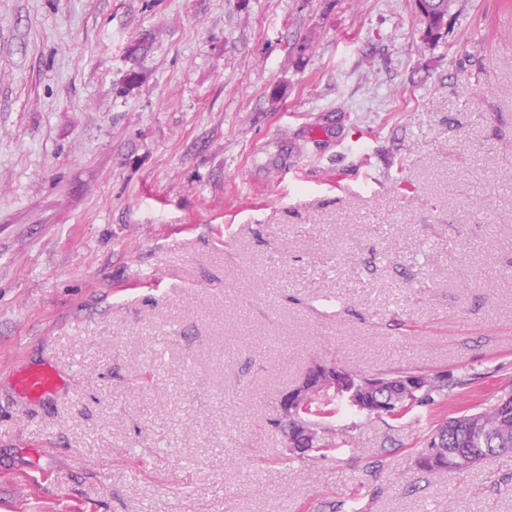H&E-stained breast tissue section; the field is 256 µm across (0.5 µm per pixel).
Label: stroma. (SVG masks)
<instances>
[{"mask_svg": "<svg viewBox=\"0 0 512 512\" xmlns=\"http://www.w3.org/2000/svg\"><path fill=\"white\" fill-rule=\"evenodd\" d=\"M501 4L0 0V512H512L415 465L512 384ZM317 360L461 384L285 463ZM454 0H432L431 4V12L434 16H436V20L431 23L430 27V36L426 38V41H436L442 38V30L444 27L442 24L445 21V18L448 16V13L451 11V8L454 6ZM56 382L55 374L48 369L32 370L19 380V388L28 394H43Z\"/></svg>", "mask_w": 512, "mask_h": 512, "instance_id": "1", "label": "stroma"}]
</instances>
